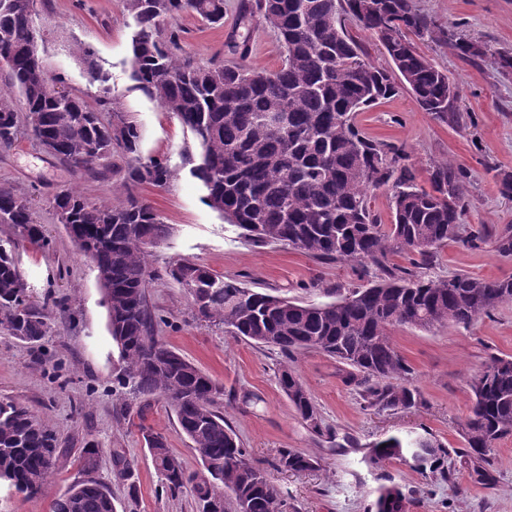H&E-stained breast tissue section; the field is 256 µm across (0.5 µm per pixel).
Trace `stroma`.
I'll list each match as a JSON object with an SVG mask.
<instances>
[{"mask_svg": "<svg viewBox=\"0 0 512 512\" xmlns=\"http://www.w3.org/2000/svg\"><path fill=\"white\" fill-rule=\"evenodd\" d=\"M239 0H224V23L211 26L183 15L181 47L202 62L219 57L261 71L280 68L283 54L275 33L261 22L237 21ZM419 11L444 32L512 52V0H415ZM39 51L48 74L62 76L74 93L88 87L83 65L73 56L76 43L93 47L96 61L111 78L121 110L141 130L143 156L167 161L176 175L168 186L143 187L142 197L172 225L170 240L153 248L155 272L147 299L156 333L169 347L223 385L219 409L251 458L269 469L286 500V512H375L380 485L412 493L405 512H512V435L499 441L492 458L491 482L479 481L473 459L462 453L461 421L469 414L470 383L492 357H512V302L470 327L432 330L406 326L391 338L412 370L423 405L411 409L366 407L340 366L310 350L284 359L275 349L225 335L195 314L189 295L164 273L168 262L186 259L257 292L302 303L331 302L337 289L380 280L375 266L317 258L279 243L255 245L204 202L206 191L194 178L186 152L196 149L192 132L135 88L129 54L133 26L120 0H48L40 15ZM247 43L245 55L229 51L230 40ZM422 50L455 84L460 122L444 123L423 112L408 91L356 113L360 132L374 141L401 147L417 182L429 184L434 162L451 160L466 174V234L471 247L451 242L428 264L414 265L424 276L466 273L486 279L512 278V255H501L496 241L512 232V198L500 194V173H512V74L486 63L462 59L447 41L427 40ZM126 159L114 153L109 169L92 175L46 154L30 138L0 148V184L28 194L52 240L50 249L23 248L19 266L37 302L66 300L72 316L55 315L43 346H33L0 329V397L12 398L46 416L61 448L45 490L29 497L0 487V512H52L55 499L79 479L77 457L88 441L100 450L95 473L112 492L116 512H196L190 492H170L156 472L140 429L162 434L190 470L200 467L191 442L179 429L164 400L147 409L125 405L113 381L122 362L108 333L106 309L89 262L62 225L56 224L52 198L72 187L93 201L112 197L125 174ZM289 363L312 394L323 431L313 432L295 413L278 384V368ZM432 434L451 454L450 480L435 481L410 464L373 462L374 443L391 436ZM311 456L316 466L301 472L274 470L280 449Z\"/></svg>", "mask_w": 512, "mask_h": 512, "instance_id": "35a3bbf8", "label": "stroma"}]
</instances>
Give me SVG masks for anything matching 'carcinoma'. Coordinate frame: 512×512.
Masks as SVG:
<instances>
[{"label": "carcinoma", "mask_w": 512, "mask_h": 512, "mask_svg": "<svg viewBox=\"0 0 512 512\" xmlns=\"http://www.w3.org/2000/svg\"><path fill=\"white\" fill-rule=\"evenodd\" d=\"M240 0V21L257 16L277 36L284 60L274 72L242 65L206 63L182 53L178 20L184 13L203 23H224V0H122L132 19L130 77L146 96L187 127L195 137L193 177L204 185L205 203L255 243H280L336 261L371 263L385 279L356 288L336 300L302 304L255 292L189 260H176L166 274L192 299L200 318L224 327V334L274 347L285 356L317 350L350 368L348 380L361 388L370 407L411 408L423 403L411 370L391 339L395 326L430 330L468 326L512 301V278L466 274L423 278L388 263L411 254L425 263L436 250L461 238L468 202L463 171L435 164L430 189L420 187L407 156L396 145L365 138L355 113L409 91L419 107L446 122L457 97L448 74L437 69L414 41L443 36L414 0ZM46 0H0V148L22 136L63 163L93 172L120 150L128 156L121 200L92 201L74 190L53 199L62 224L86 257L103 289L108 333L123 370L117 385L144 399L165 400L183 434L192 442L208 476L189 471L166 438L148 429L142 437L168 489H190L198 512L220 501L222 512H285L286 502L269 473L255 463L218 404L224 388L154 336L146 289L154 276L149 249L166 242L172 227L140 195L145 185L164 187L174 177L167 163L140 153L141 132L117 105L109 75L94 61V50L76 44L89 66L82 95L59 93L60 77H49L30 34L38 28ZM361 22L392 62L374 66L345 30L342 16ZM453 46L468 61L512 71V54L488 53L462 37ZM110 113L104 119L102 113ZM391 191L393 219L383 224L368 206V192ZM0 224L12 237L0 242V328L37 343L50 333V311H69L54 300L38 305L15 253L28 243L48 249L51 239L38 223L30 197L0 185ZM279 384L301 420L315 433L322 420L311 394L288 366ZM473 403L460 425L464 453L491 465L498 442L512 434V357H492L471 384ZM386 447H381V444ZM376 444L377 461H413L435 478L449 449L434 436L390 437ZM101 450L90 441L78 458L86 478L54 502V512H115L109 488L91 477ZM60 455L49 422L26 406L0 400V485L34 496L42 492ZM315 460L292 448L280 450L274 468L305 471ZM406 495L397 486L379 490L376 512H405Z\"/></svg>", "instance_id": "1"}]
</instances>
